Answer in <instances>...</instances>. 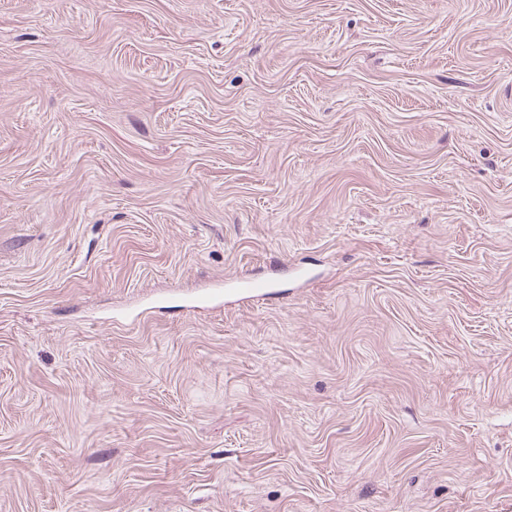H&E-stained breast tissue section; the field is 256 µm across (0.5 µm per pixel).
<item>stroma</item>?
Returning <instances> with one entry per match:
<instances>
[{"label":"stroma","instance_id":"35a3bbf8","mask_svg":"<svg viewBox=\"0 0 512 512\" xmlns=\"http://www.w3.org/2000/svg\"><path fill=\"white\" fill-rule=\"evenodd\" d=\"M0 512H512V0H0Z\"/></svg>","mask_w":512,"mask_h":512}]
</instances>
